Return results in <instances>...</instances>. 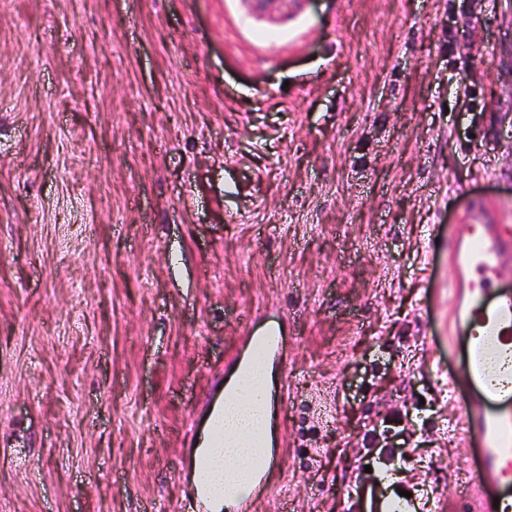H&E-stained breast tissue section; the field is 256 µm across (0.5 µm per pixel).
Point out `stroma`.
Listing matches in <instances>:
<instances>
[{
    "mask_svg": "<svg viewBox=\"0 0 512 512\" xmlns=\"http://www.w3.org/2000/svg\"><path fill=\"white\" fill-rule=\"evenodd\" d=\"M475 198L512 221V0H9L0 512H190L188 427L270 327L257 512H451Z\"/></svg>",
    "mask_w": 512,
    "mask_h": 512,
    "instance_id": "35a3bbf8",
    "label": "stroma"
}]
</instances>
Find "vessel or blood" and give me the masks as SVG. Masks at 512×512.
Instances as JSON below:
<instances>
[{"label":"vessel or blood","mask_w":512,"mask_h":512,"mask_svg":"<svg viewBox=\"0 0 512 512\" xmlns=\"http://www.w3.org/2000/svg\"><path fill=\"white\" fill-rule=\"evenodd\" d=\"M455 271L448 310V338L465 342L462 379L474 399L459 413L460 430L475 450L476 481L460 502L462 512H512V385L501 384L494 362L512 357V224L500 223L489 201L479 199L459 217L448 245ZM233 372L252 383L256 371L281 356L278 330L244 336ZM259 454L247 474L248 494L225 488L237 512H255L279 468L282 451L259 439Z\"/></svg>","instance_id":"vessel-or-blood-1"}]
</instances>
